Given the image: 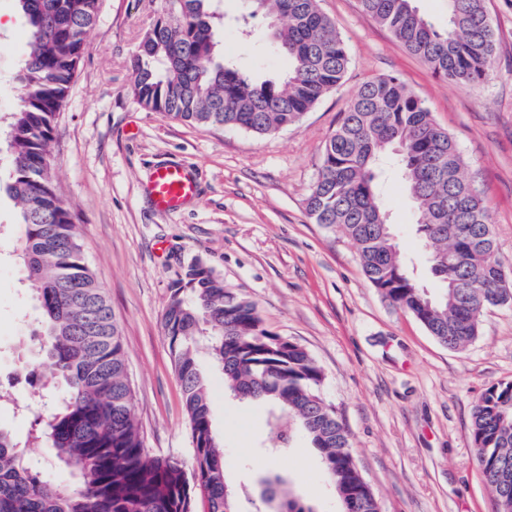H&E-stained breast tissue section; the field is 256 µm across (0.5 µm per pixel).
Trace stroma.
I'll return each instance as SVG.
<instances>
[{"instance_id": "1", "label": "stroma", "mask_w": 512, "mask_h": 512, "mask_svg": "<svg viewBox=\"0 0 512 512\" xmlns=\"http://www.w3.org/2000/svg\"><path fill=\"white\" fill-rule=\"evenodd\" d=\"M495 39L492 76L479 86L436 77L360 0H319L346 43L350 65L295 126L259 136L192 125L143 108L132 62L166 0H104L66 109L58 116L52 172L77 221L88 265L120 322L135 414L147 451L191 461L181 383L162 328L169 290L191 263L210 266L225 288L257 305L267 328L304 347L324 373L320 391L350 434L351 452L382 512H493L473 451L471 413L492 385L512 382V305L486 310L475 341L456 351L437 342L365 278L356 244L316 224L305 200L325 141L355 90L399 77L434 121L455 139L465 174L483 191L498 245L512 276V0H486ZM219 51L255 80L288 68L264 37L271 20L247 0H221ZM0 111L16 103L23 20L0 0ZM189 165L197 199L181 211H156L143 192L153 167ZM411 275L436 283L415 241L413 212L398 172L383 188ZM15 207L0 196V386L18 400L39 394L26 379L38 362L36 303L22 281ZM212 421L224 444L226 481L240 512H264L258 478L274 469L318 512H340L319 453L295 437L269 459L267 411L224 395V373L200 350Z\"/></svg>"}]
</instances>
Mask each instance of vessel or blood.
<instances>
[{
  "mask_svg": "<svg viewBox=\"0 0 512 512\" xmlns=\"http://www.w3.org/2000/svg\"><path fill=\"white\" fill-rule=\"evenodd\" d=\"M144 191L154 209L171 213L197 197L198 183L190 167L163 163L153 168Z\"/></svg>",
  "mask_w": 512,
  "mask_h": 512,
  "instance_id": "1",
  "label": "vessel or blood"
}]
</instances>
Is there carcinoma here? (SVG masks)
Returning a JSON list of instances; mask_svg holds the SVG:
<instances>
[{"label":"carcinoma","mask_w":512,"mask_h":512,"mask_svg":"<svg viewBox=\"0 0 512 512\" xmlns=\"http://www.w3.org/2000/svg\"><path fill=\"white\" fill-rule=\"evenodd\" d=\"M176 18L158 17L134 60L133 92L151 112L212 128L266 135L298 124L349 65L344 41L318 0H251L275 20L277 53L288 58L280 81H251L218 55L216 0H169ZM26 26L17 75L22 93L9 113L10 154L0 189L17 209L26 280L40 307L36 338L44 361L66 386L47 409L34 398V441L50 448L77 483L55 482L31 463L13 433L0 428V512H236L224 454L212 426L204 345L224 372V394L267 407V435L317 448L339 501L380 512L350 452L349 433L319 389L323 373L302 346L269 330L250 299L224 289L195 262L170 288L162 316L193 448L192 472L174 457L145 450L127 379L120 326L84 259L75 215L51 169L57 115L68 104L102 0H15ZM433 74L478 86L491 76L494 33L485 0H448V24L421 14L413 0H360ZM394 154L416 217V235L439 282L432 294L409 274L378 190L381 161ZM317 224L352 239L367 280L440 344L467 348L484 311L512 304L481 191L464 174L455 140L396 76L363 83L326 140L319 175L305 201ZM93 320L98 335H80ZM472 442L496 512H512V382L493 385L474 404ZM273 512H316L276 473L260 477Z\"/></svg>","instance_id":"carcinoma-1"}]
</instances>
